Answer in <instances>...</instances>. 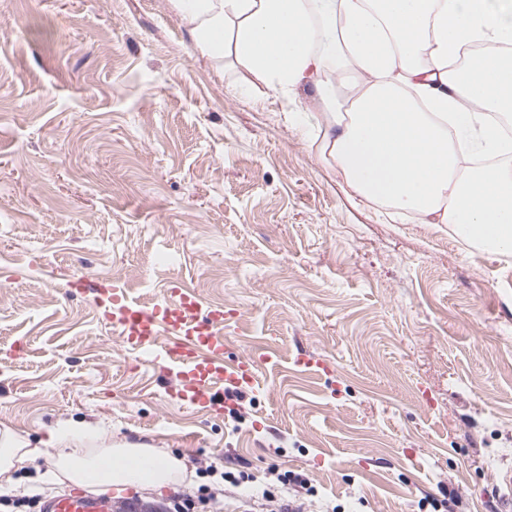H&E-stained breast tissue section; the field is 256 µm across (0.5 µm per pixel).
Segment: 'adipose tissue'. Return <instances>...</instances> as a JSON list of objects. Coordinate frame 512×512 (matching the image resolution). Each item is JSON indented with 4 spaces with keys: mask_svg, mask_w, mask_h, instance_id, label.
I'll return each instance as SVG.
<instances>
[{
    "mask_svg": "<svg viewBox=\"0 0 512 512\" xmlns=\"http://www.w3.org/2000/svg\"><path fill=\"white\" fill-rule=\"evenodd\" d=\"M210 57L232 54L281 95L310 89L335 162L366 202L447 225L466 243L512 255V168L465 166L512 146V0H171ZM50 474L92 490L179 486L180 458L96 427L48 428ZM38 449L0 432V487Z\"/></svg>",
    "mask_w": 512,
    "mask_h": 512,
    "instance_id": "1",
    "label": "adipose tissue"
}]
</instances>
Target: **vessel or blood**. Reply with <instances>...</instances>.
Listing matches in <instances>:
<instances>
[{
  "label": "vessel or blood",
  "mask_w": 512,
  "mask_h": 512,
  "mask_svg": "<svg viewBox=\"0 0 512 512\" xmlns=\"http://www.w3.org/2000/svg\"><path fill=\"white\" fill-rule=\"evenodd\" d=\"M76 287L94 293L121 343L170 375L169 400L190 406L223 401L228 388L251 389L259 384L258 368H275L271 354L262 359H226L231 339L220 332L224 309L206 304L194 294L172 285L166 297L145 306L125 288L109 287L78 277ZM42 512H116L109 496L69 489L48 498Z\"/></svg>",
  "instance_id": "1"
}]
</instances>
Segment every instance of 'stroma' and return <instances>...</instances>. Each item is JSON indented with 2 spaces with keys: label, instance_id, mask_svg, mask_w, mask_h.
<instances>
[{
  "label": "stroma",
  "instance_id": "obj_1",
  "mask_svg": "<svg viewBox=\"0 0 512 512\" xmlns=\"http://www.w3.org/2000/svg\"><path fill=\"white\" fill-rule=\"evenodd\" d=\"M169 0H0V430L55 423L183 458L147 512H512V256L361 199L308 89L238 91ZM142 303L224 306L230 357L272 353L223 409L166 395L73 274ZM11 498L43 501L51 448ZM292 472L298 484L278 478Z\"/></svg>",
  "mask_w": 512,
  "mask_h": 512
}]
</instances>
